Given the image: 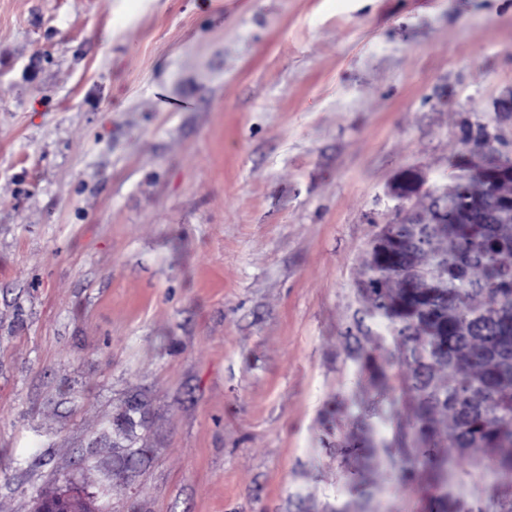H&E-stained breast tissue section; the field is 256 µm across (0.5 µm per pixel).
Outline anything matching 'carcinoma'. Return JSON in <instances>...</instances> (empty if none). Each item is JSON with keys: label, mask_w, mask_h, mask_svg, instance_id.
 I'll return each mask as SVG.
<instances>
[{"label": "carcinoma", "mask_w": 512, "mask_h": 512, "mask_svg": "<svg viewBox=\"0 0 512 512\" xmlns=\"http://www.w3.org/2000/svg\"><path fill=\"white\" fill-rule=\"evenodd\" d=\"M493 158L461 152L442 205L427 195L409 223L380 229L362 291L404 350L418 446L441 445L434 416L444 412L448 447L460 456L480 448L512 470V170L488 167ZM490 204L498 223L482 224Z\"/></svg>", "instance_id": "cac0c4a2"}]
</instances>
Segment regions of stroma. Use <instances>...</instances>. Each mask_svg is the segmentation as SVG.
<instances>
[{
  "mask_svg": "<svg viewBox=\"0 0 512 512\" xmlns=\"http://www.w3.org/2000/svg\"><path fill=\"white\" fill-rule=\"evenodd\" d=\"M509 97L512 0H0V512H512L481 449L382 454L361 291L390 183L512 157ZM86 504L94 512H98L93 496L81 492L65 490L62 486L59 491L40 494L36 500L34 512H84L81 505Z\"/></svg>",
  "mask_w": 512,
  "mask_h": 512,
  "instance_id": "stroma-1",
  "label": "stroma"
}]
</instances>
